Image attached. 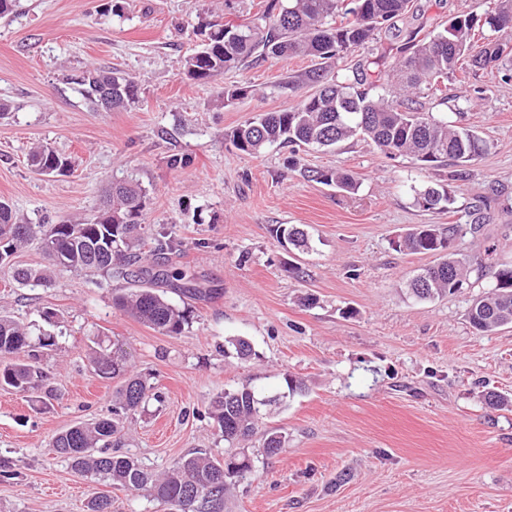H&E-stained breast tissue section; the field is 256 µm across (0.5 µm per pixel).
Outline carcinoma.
Here are the masks:
<instances>
[{
	"label": "carcinoma",
	"instance_id": "obj_1",
	"mask_svg": "<svg viewBox=\"0 0 512 512\" xmlns=\"http://www.w3.org/2000/svg\"><path fill=\"white\" fill-rule=\"evenodd\" d=\"M412 0H266L263 9L242 25L197 17L188 24L192 34L202 35L200 47L183 60L186 76L206 82L214 76L237 69L254 55L286 59L299 55L330 60L340 54L365 48L381 31L399 30L398 22L408 18ZM501 17L512 18V0H498L486 13L484 25L492 27ZM453 32L432 31L424 37L412 31L407 49L410 55L392 69V79L409 93L421 88L433 96L441 84L459 71L476 74L492 70L512 54L507 42L489 40L476 45V20L458 15ZM319 90L305 98L294 110L267 112L245 121L231 131L230 144L238 151L257 155L276 143L292 148L333 147L363 136L391 156H408L424 168L448 163L471 164L485 154L489 145L476 131L452 127L422 111L416 99L406 96L388 99L373 97V82L359 77L339 80L328 76L323 66L305 74ZM78 92L97 111L102 109L98 90L112 88V108L130 109L139 101L137 77L100 67L85 70L74 79ZM29 162L42 175L71 171L69 157L51 147L39 145L29 154ZM323 184L354 191L357 182L345 172L314 170L310 175ZM451 201L445 185L427 186L416 193L415 202L426 210H443ZM146 190L139 181L127 177L112 182L106 205L94 214L54 224L44 229L20 216L0 200V265L25 244L39 240L50 263L45 269L16 268L12 280L22 286L50 281L55 270L98 272L127 278L133 287L115 297L116 306L164 335H179L188 324L186 309L172 304L152 285L182 280V274L159 271L142 264V249L162 259L175 247L167 232L148 234L144 212ZM463 225L421 224L409 230L400 246L412 253H433L439 261L409 283L410 294L421 301L450 295L463 287L466 262L454 249V240ZM281 242L300 250L308 247L305 231L294 225L278 226ZM470 325L479 333H489L512 325V266L496 273V284L475 299L468 311ZM56 346V336L38 337L31 348L28 326L9 316H0V357L13 361L0 365V385L24 393L45 388V373L39 350ZM103 375L125 372L118 357L104 351L92 357ZM153 386L139 373H130L116 390L112 412L92 422H79L59 432L52 441L55 453L71 469L90 475L105 485L127 491H145L169 506V512H224V499L237 479L251 470L249 459L231 454L218 460L203 449L194 448L161 473L145 469L137 458L110 452L120 440L123 418L144 407ZM267 411L259 395L248 383L217 395L210 403V418L224 441L238 443L250 437ZM286 437L278 431L265 434L263 448L274 456L285 447ZM86 512H113L112 497L96 493L86 503Z\"/></svg>",
	"mask_w": 512,
	"mask_h": 512
}]
</instances>
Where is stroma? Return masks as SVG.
I'll return each mask as SVG.
<instances>
[{"label": "stroma", "instance_id": "obj_1", "mask_svg": "<svg viewBox=\"0 0 512 512\" xmlns=\"http://www.w3.org/2000/svg\"><path fill=\"white\" fill-rule=\"evenodd\" d=\"M106 2L18 0L0 18V102L11 105L0 117V199L33 223L56 224L90 214L112 180L136 176L149 193L145 223L178 245L170 268L204 295L166 290L189 315L181 334L167 336L114 305L123 279L61 272L14 284L11 266L43 264L38 241L0 267V314L57 338L42 359L50 401L0 387V473H12L0 476V512H85L106 490L115 512H169L147 493L75 473L52 450L58 432L112 405L119 379L89 365L101 346L123 350L152 378L153 397L124 423L122 450L157 472L193 448L223 455L208 408L224 390L248 382L280 396L244 444L252 470L224 512H512V326L479 334L467 320L495 271L512 266V65L448 79L446 103H426L489 145L462 179L361 138L252 156L228 133L314 93L296 81L312 59L252 61L201 84L181 70L199 43L182 28L199 15L244 23L264 0H126L120 18ZM413 2L419 20L439 28L459 14L484 18L491 0ZM402 43L380 33L333 60L331 72H389ZM92 66L136 76L138 107L90 110L68 79ZM241 84L250 94L223 103L225 88ZM39 144L71 157L72 171L37 174L28 155ZM174 155L183 166H170ZM312 169L342 170L358 189L312 181ZM434 183L450 184L448 210L416 205V190ZM485 200L489 224L456 241L472 264L467 285L432 302L409 298L407 282L436 257L398 240L421 224H468ZM282 224L307 231L310 249L287 250L275 234ZM230 337L250 340L252 359L225 356ZM290 378L300 389L289 391ZM489 391L508 407L487 404ZM272 429L286 446L269 457L262 443Z\"/></svg>", "mask_w": 512, "mask_h": 512}]
</instances>
